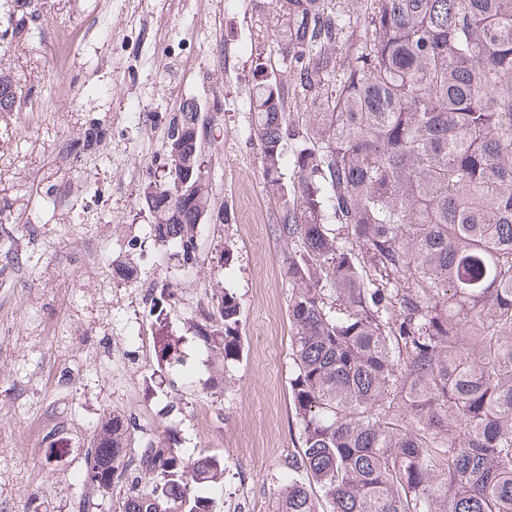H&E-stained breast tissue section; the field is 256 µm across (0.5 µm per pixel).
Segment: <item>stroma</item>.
Segmentation results:
<instances>
[{"label": "stroma", "instance_id": "stroma-1", "mask_svg": "<svg viewBox=\"0 0 512 512\" xmlns=\"http://www.w3.org/2000/svg\"><path fill=\"white\" fill-rule=\"evenodd\" d=\"M42 3L41 20L0 43V68L26 98L21 111L0 112V242L20 260L0 267V503L75 512L90 496L97 512H113L111 495L79 473L97 425L115 413L136 437L171 429L184 455L223 458L216 512H274L282 461L298 448L289 291L246 99L271 0ZM218 36L235 52L231 69L208 63ZM188 98L218 114L205 159L211 204L226 220L204 224L203 260L185 269L150 236L154 218L138 194ZM93 124L106 136L77 152ZM132 241L134 281L117 271ZM162 280L180 295L164 359L147 298ZM218 286L236 294L242 319L241 350L223 376L191 321Z\"/></svg>", "mask_w": 512, "mask_h": 512}]
</instances>
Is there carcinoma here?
I'll return each instance as SVG.
<instances>
[{"label": "carcinoma", "instance_id": "carcinoma-1", "mask_svg": "<svg viewBox=\"0 0 512 512\" xmlns=\"http://www.w3.org/2000/svg\"><path fill=\"white\" fill-rule=\"evenodd\" d=\"M359 4L355 28L330 0H275L276 50L254 69L287 80L246 91L287 247L299 449L276 512H512V0ZM23 100L1 70L0 112ZM166 137L167 170L139 201L189 267L211 219L197 112ZM151 301L161 331L178 288L157 283ZM240 323L226 288L197 306L195 331L225 363ZM83 475L118 492L115 512H214L224 462L182 456L171 431L135 442L114 414Z\"/></svg>", "mask_w": 512, "mask_h": 512}]
</instances>
